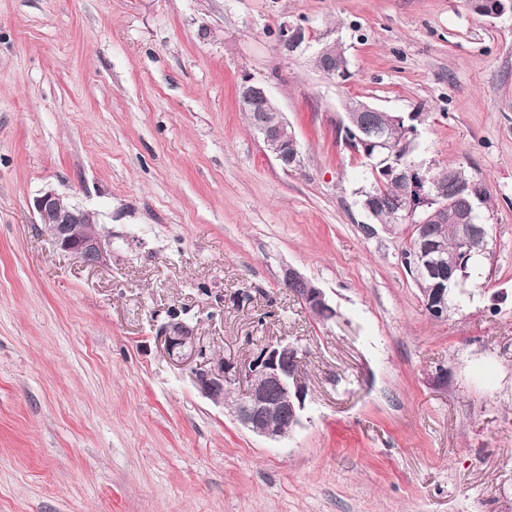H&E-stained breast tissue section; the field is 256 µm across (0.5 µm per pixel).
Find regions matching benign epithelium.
<instances>
[{
  "mask_svg": "<svg viewBox=\"0 0 512 512\" xmlns=\"http://www.w3.org/2000/svg\"><path fill=\"white\" fill-rule=\"evenodd\" d=\"M471 7L485 17L495 18L508 9L512 11V0H473ZM310 40V31L301 25L283 23L276 33L278 50L287 56L299 46H308ZM336 45V40L319 42L311 59L314 69L329 79L339 76ZM237 100L242 111L256 113L252 127L265 150L286 171L300 167L301 151L295 135L288 129L284 113L268 88L262 83L245 80L237 88ZM379 112L381 109L368 104L345 108L342 127L351 125L357 130L346 143L355 151L363 149L375 174L381 173L402 184L400 215L413 223V231L417 233V248L410 265L413 279L435 280V287L423 294V301L432 316L444 318L448 313V287L462 285L468 279L466 258L460 259L448 252L441 242L429 235L426 224L439 219L444 208L451 204L460 213L457 230L461 243L486 236L487 229L473 223V201L467 197L461 171L441 183L415 164L386 163L388 143L373 123V116ZM34 210L38 216L37 231L56 249L85 265H104L105 241L90 211L54 189H45L35 198ZM305 281L307 278L295 268L283 267V286L311 312L321 313L328 320L334 318L336 310L315 283L299 292L293 289L294 285ZM161 339L173 360L193 357L199 352L194 330L182 321L165 324ZM194 384L202 395L215 403L231 402L236 420L258 436L280 440L300 425L307 389L300 352L292 342L280 340L262 346L239 366L215 359L208 368L195 372Z\"/></svg>",
  "mask_w": 512,
  "mask_h": 512,
  "instance_id": "obj_1",
  "label": "benign epithelium"
}]
</instances>
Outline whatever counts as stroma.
<instances>
[{"instance_id":"1","label":"stroma","mask_w":512,"mask_h":512,"mask_svg":"<svg viewBox=\"0 0 512 512\" xmlns=\"http://www.w3.org/2000/svg\"><path fill=\"white\" fill-rule=\"evenodd\" d=\"M338 38L349 75L282 56L280 24ZM266 84L287 171L236 102ZM361 100L419 113L416 158L482 180L493 228L442 319L357 202L338 132ZM52 188L110 248L36 229ZM292 265L336 310L284 288ZM204 352L176 363L170 320ZM303 350L302 424L272 441L201 396L212 355ZM0 512H512V13L467 0H0ZM37 231L59 251L85 265L105 263V241L90 211L54 189H45L34 200Z\"/></svg>"}]
</instances>
